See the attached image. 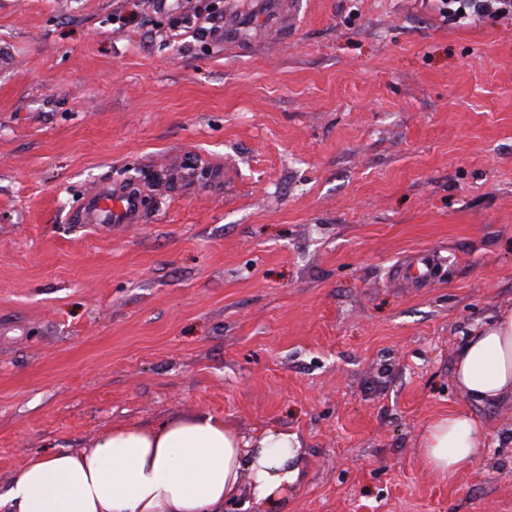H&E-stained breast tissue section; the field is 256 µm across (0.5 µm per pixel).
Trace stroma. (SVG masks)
I'll return each mask as SVG.
<instances>
[{"label":"stroma","mask_w":512,"mask_h":512,"mask_svg":"<svg viewBox=\"0 0 512 512\" xmlns=\"http://www.w3.org/2000/svg\"><path fill=\"white\" fill-rule=\"evenodd\" d=\"M227 2L189 35L146 0H0V487L208 413L299 435L280 512H512V400L454 380L512 305V14L292 0L226 46ZM114 182L140 223H81ZM458 411L483 446L441 481L420 432Z\"/></svg>","instance_id":"stroma-1"}]
</instances>
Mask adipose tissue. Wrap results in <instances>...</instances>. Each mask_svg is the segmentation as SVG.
<instances>
[{"instance_id":"ef3b65f1","label":"adipose tissue","mask_w":512,"mask_h":512,"mask_svg":"<svg viewBox=\"0 0 512 512\" xmlns=\"http://www.w3.org/2000/svg\"><path fill=\"white\" fill-rule=\"evenodd\" d=\"M454 379L478 403L512 400V306L473 329ZM482 438L468 414L432 419L421 460L436 476H453L471 465ZM300 449L297 434L269 428L247 437L205 413L115 427L89 446L32 457L0 492V512H224L245 489L276 512L300 480Z\"/></svg>"}]
</instances>
